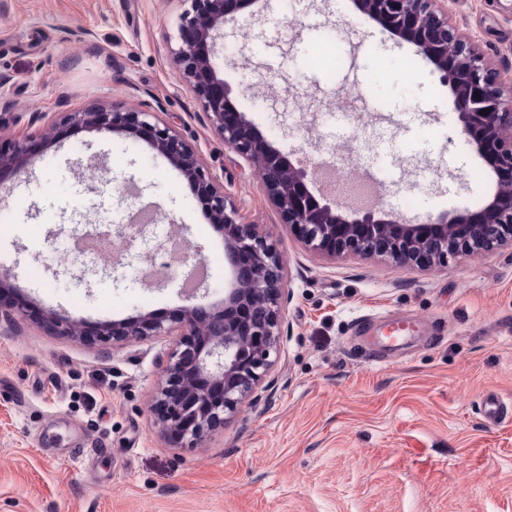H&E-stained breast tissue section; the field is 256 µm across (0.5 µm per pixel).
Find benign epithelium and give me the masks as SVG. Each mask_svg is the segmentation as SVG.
I'll list each match as a JSON object with an SVG mask.
<instances>
[{"label":"benign epithelium","instance_id":"obj_1","mask_svg":"<svg viewBox=\"0 0 512 512\" xmlns=\"http://www.w3.org/2000/svg\"><path fill=\"white\" fill-rule=\"evenodd\" d=\"M443 0H353L355 9L380 33L415 48L430 72L448 88L457 131L495 175L497 186L482 207L443 212L423 224L376 208H349L335 193L312 190L309 168L282 155L241 112L231 88L213 65L224 25L257 0H191L179 27L174 62L199 100L214 135L253 167L281 210L285 223L313 251L394 263L431 266L459 252L512 241V82H503L480 47L448 23ZM65 126L122 132L146 142L195 189L211 223L224 231V260L232 273L224 300L208 307L184 304L175 318L152 314L104 322L98 334L116 340L175 336L159 376L154 410L161 429L184 448H195L224 427L259 388L275 386L274 360L283 336L285 264L255 226L239 221L217 180L194 149L157 113L108 106L65 113ZM57 126L40 136L0 146V184L28 171L32 159L51 148ZM46 321L66 335H83L82 321L54 313Z\"/></svg>","mask_w":512,"mask_h":512}]
</instances>
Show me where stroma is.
I'll return each instance as SVG.
<instances>
[{"label":"stroma","mask_w":512,"mask_h":512,"mask_svg":"<svg viewBox=\"0 0 512 512\" xmlns=\"http://www.w3.org/2000/svg\"><path fill=\"white\" fill-rule=\"evenodd\" d=\"M449 23L512 76V0H447ZM190 0H0V137L120 99L158 113L287 268L274 389L196 448L150 411L171 336L115 341L100 323L169 317L189 272L148 282L142 256L176 228L209 264L198 304L232 280L224 240L190 185L143 141L60 129L0 186V274L24 311L0 320V512H512V244L431 267L327 257L284 222L250 164L216 140L173 62ZM341 60L311 62L327 29ZM237 107L280 150L345 183L380 168V209L418 220L477 208L487 164L457 135L452 97L412 45L382 37L350 0H258L214 57ZM159 206L111 269L73 244ZM74 316L86 334L50 327ZM81 454H74V447Z\"/></svg>","instance_id":"35a3bbf8"}]
</instances>
